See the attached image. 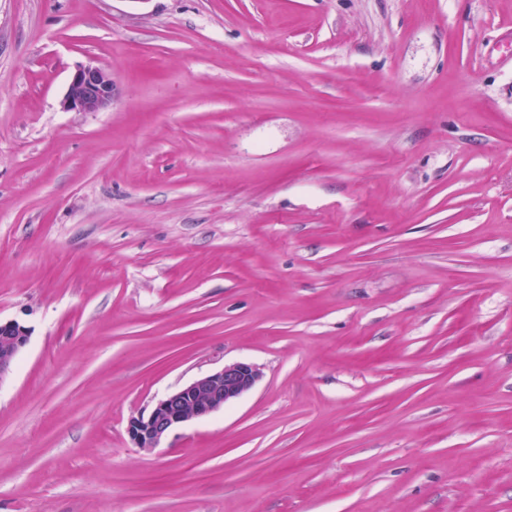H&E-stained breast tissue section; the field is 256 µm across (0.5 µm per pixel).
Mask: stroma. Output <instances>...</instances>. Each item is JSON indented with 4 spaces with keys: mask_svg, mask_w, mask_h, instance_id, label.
Segmentation results:
<instances>
[{
    "mask_svg": "<svg viewBox=\"0 0 512 512\" xmlns=\"http://www.w3.org/2000/svg\"><path fill=\"white\" fill-rule=\"evenodd\" d=\"M0 320V512H512V0H0ZM116 94L117 87L108 70L84 66L72 74L62 106L69 112H99L112 103ZM28 336L27 328L18 322L0 320V381L10 372ZM261 377L253 364H224L158 400L148 416L131 418L126 429L128 437L138 448H157L182 424L219 412L241 398Z\"/></svg>",
    "mask_w": 512,
    "mask_h": 512,
    "instance_id": "35a3bbf8",
    "label": "stroma"
}]
</instances>
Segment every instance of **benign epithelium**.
<instances>
[{
  "label": "benign epithelium",
  "mask_w": 512,
  "mask_h": 512,
  "mask_svg": "<svg viewBox=\"0 0 512 512\" xmlns=\"http://www.w3.org/2000/svg\"><path fill=\"white\" fill-rule=\"evenodd\" d=\"M116 94L117 87L108 70L84 66L72 74L62 106L69 112H99L112 103ZM28 336L27 328L18 322L0 321V380L10 372ZM261 377L253 364H226L158 400L148 416L131 418L128 437L138 448H156L182 424L214 414L241 398Z\"/></svg>",
  "instance_id": "benign-epithelium-1"
}]
</instances>
